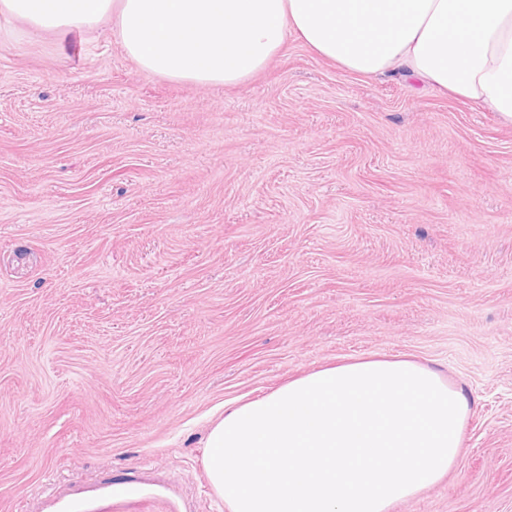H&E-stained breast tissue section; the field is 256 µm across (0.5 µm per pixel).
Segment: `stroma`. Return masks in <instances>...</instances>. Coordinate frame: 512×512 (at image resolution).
Returning <instances> with one entry per match:
<instances>
[{
    "label": "stroma",
    "instance_id": "stroma-1",
    "mask_svg": "<svg viewBox=\"0 0 512 512\" xmlns=\"http://www.w3.org/2000/svg\"><path fill=\"white\" fill-rule=\"evenodd\" d=\"M0 15V512L135 478L224 512L225 402L352 358L470 401L455 468L392 512H512V124L288 40L236 86L137 71L111 23Z\"/></svg>",
    "mask_w": 512,
    "mask_h": 512
}]
</instances>
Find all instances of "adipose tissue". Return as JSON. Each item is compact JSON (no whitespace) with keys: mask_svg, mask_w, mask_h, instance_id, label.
Returning <instances> with one entry per match:
<instances>
[{"mask_svg":"<svg viewBox=\"0 0 512 512\" xmlns=\"http://www.w3.org/2000/svg\"><path fill=\"white\" fill-rule=\"evenodd\" d=\"M0 14L62 43L111 21L139 72L201 86L245 82L294 38L512 122V0H0ZM469 412L431 367L354 360L225 403L203 462L226 512H391L452 471Z\"/></svg>","mask_w":512,"mask_h":512,"instance_id":"adipose-tissue-1","label":"adipose tissue"}]
</instances>
